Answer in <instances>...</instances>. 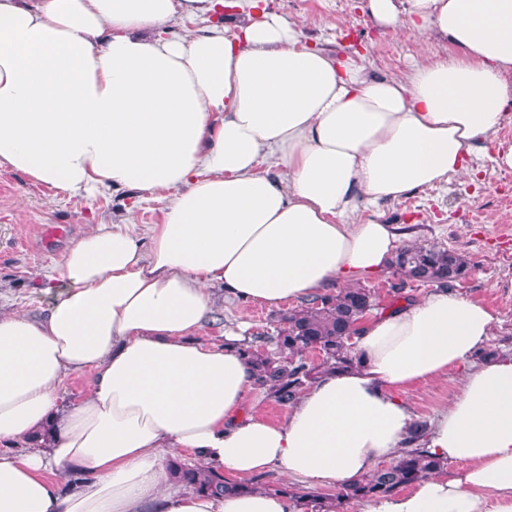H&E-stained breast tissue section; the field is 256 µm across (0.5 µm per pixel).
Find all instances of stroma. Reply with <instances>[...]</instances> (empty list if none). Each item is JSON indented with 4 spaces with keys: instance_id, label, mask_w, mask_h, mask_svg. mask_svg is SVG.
Here are the masks:
<instances>
[{
    "instance_id": "35a3bbf8",
    "label": "stroma",
    "mask_w": 512,
    "mask_h": 512,
    "mask_svg": "<svg viewBox=\"0 0 512 512\" xmlns=\"http://www.w3.org/2000/svg\"><path fill=\"white\" fill-rule=\"evenodd\" d=\"M362 5L363 0H267L269 11L296 23L305 43L333 54L358 51L378 74L401 77L414 65L454 55L452 45L427 40L411 29L375 26ZM171 199L168 192L120 189L76 201L0 167V308L41 313L49 299L39 286L71 237L101 221L161 223ZM377 212L394 225L402 243H435L468 258L471 271L452 290L484 304L494 315L487 351L512 353V169L498 167L484 153L474 158L469 174L383 203ZM396 282L387 269L365 279L363 286L385 310L433 290L429 284L410 283L397 295ZM211 293L216 317L199 339L216 346L223 345L225 328L243 321L246 335L272 333L281 312L302 306L288 300L276 310L228 301L220 285ZM464 373V368H454L408 390L405 398L417 419L432 420L447 407L459 395Z\"/></svg>"
}]
</instances>
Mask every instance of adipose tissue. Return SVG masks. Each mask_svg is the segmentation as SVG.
<instances>
[{"instance_id": "1", "label": "adipose tissue", "mask_w": 512, "mask_h": 512, "mask_svg": "<svg viewBox=\"0 0 512 512\" xmlns=\"http://www.w3.org/2000/svg\"><path fill=\"white\" fill-rule=\"evenodd\" d=\"M364 9L459 53L395 78L302 44L266 0H0V167L71 198L174 194L161 223L70 240L43 314L0 311V512H299L283 494L195 491L170 463L183 449L237 478L352 482L400 456L403 393L461 365L426 448L462 471L369 512H512V354L468 364L491 336L482 303L441 289L368 317L360 365L323 374L279 422L244 412L255 380L235 349L197 338L210 285L276 307L385 269L400 239L367 209L467 174L505 121L512 0ZM70 471L84 478L65 492ZM93 376L92 371H85L69 377L61 389L63 404L66 406L81 400L86 395Z\"/></svg>"}]
</instances>
